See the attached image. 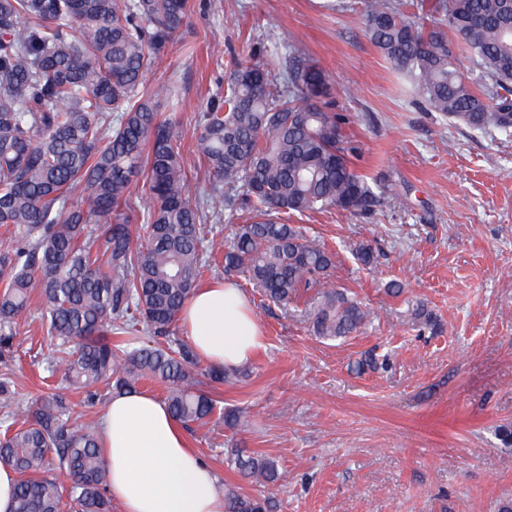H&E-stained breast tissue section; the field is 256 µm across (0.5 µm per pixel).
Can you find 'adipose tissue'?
Listing matches in <instances>:
<instances>
[{
    "label": "adipose tissue",
    "mask_w": 512,
    "mask_h": 512,
    "mask_svg": "<svg viewBox=\"0 0 512 512\" xmlns=\"http://www.w3.org/2000/svg\"><path fill=\"white\" fill-rule=\"evenodd\" d=\"M180 325L197 354L215 366L237 367L264 346L249 301L228 280L196 288ZM100 444L121 512H225L215 473L157 397L139 390L113 395Z\"/></svg>",
    "instance_id": "1"
}]
</instances>
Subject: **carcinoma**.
<instances>
[{"mask_svg":"<svg viewBox=\"0 0 512 512\" xmlns=\"http://www.w3.org/2000/svg\"><path fill=\"white\" fill-rule=\"evenodd\" d=\"M189 0H0V226L17 246L0 251V345L13 336L39 288L42 321L55 341L43 356L90 400L129 392L144 379L168 383V408L185 428L216 414L234 427L206 387L237 374L200 368L177 322L205 267L204 249H224V270L240 274L273 304L319 289L313 332L345 338L370 321L357 299L333 286L334 256L279 213L331 208L366 212L378 195L350 161L332 87L314 61L274 81L260 60L241 62L224 95L200 116L194 154L224 195L212 214L244 206L260 220L240 224L231 244L206 239L204 207L186 193L188 168L174 114L157 100L172 86L146 85L155 56L181 29ZM428 24L389 0H364L370 40L411 80L429 110L472 130L512 134V0H433ZM463 49L480 80L460 73ZM146 177L145 234L131 185ZM85 204L69 205L74 191ZM135 336L112 349V323ZM99 427L78 421L54 393L23 408L11 373H0V462L17 475L14 512H112L110 472ZM264 488L274 460L234 453ZM272 496L224 491L226 512H267Z\"/></svg>","mask_w":512,"mask_h":512,"instance_id":"cac0c4a2","label":"carcinoma"}]
</instances>
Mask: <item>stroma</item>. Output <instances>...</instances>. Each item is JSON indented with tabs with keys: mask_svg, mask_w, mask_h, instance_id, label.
Segmentation results:
<instances>
[{
	"mask_svg": "<svg viewBox=\"0 0 512 512\" xmlns=\"http://www.w3.org/2000/svg\"><path fill=\"white\" fill-rule=\"evenodd\" d=\"M191 13L147 76L172 80L159 100L185 146L223 95L237 61L256 55L278 78L290 57L313 59L347 114L353 163L379 197L370 212L291 214L335 254L332 281L373 315L344 340L316 338L310 298L282 307L243 277L265 346L243 374L212 385L240 410L188 437L219 489L260 495L227 464L232 449L276 461L271 512H497L512 496V136L474 131L428 111L371 42L360 13L327 0H190ZM371 248L372 265L355 256ZM399 281L401 294L388 292ZM425 305L437 322L412 320ZM38 293L7 351L23 405L46 387L32 350L49 346ZM387 368L356 374L364 353Z\"/></svg>",
	"mask_w": 512,
	"mask_h": 512,
	"instance_id": "1",
	"label": "stroma"
}]
</instances>
